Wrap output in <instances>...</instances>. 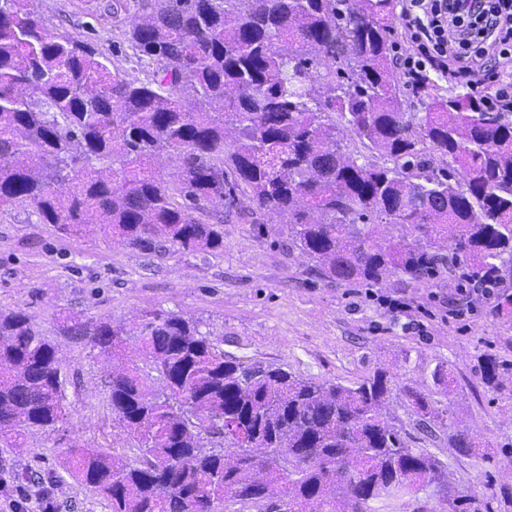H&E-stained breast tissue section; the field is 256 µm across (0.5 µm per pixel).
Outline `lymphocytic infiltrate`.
I'll list each match as a JSON object with an SVG mask.
<instances>
[{"mask_svg": "<svg viewBox=\"0 0 512 512\" xmlns=\"http://www.w3.org/2000/svg\"><path fill=\"white\" fill-rule=\"evenodd\" d=\"M404 75L466 78L484 108L512 111V0H404Z\"/></svg>", "mask_w": 512, "mask_h": 512, "instance_id": "1", "label": "lymphocytic infiltrate"}]
</instances>
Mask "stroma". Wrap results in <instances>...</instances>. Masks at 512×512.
<instances>
[{
  "label": "stroma",
  "mask_w": 512,
  "mask_h": 512,
  "mask_svg": "<svg viewBox=\"0 0 512 512\" xmlns=\"http://www.w3.org/2000/svg\"><path fill=\"white\" fill-rule=\"evenodd\" d=\"M107 0H36L35 10L60 32L94 41L127 77L150 78L153 63L133 54ZM406 302L403 310L387 302ZM496 298L463 296L454 278L402 286L340 283L319 275L288 245L286 217L262 225L224 211V252L141 251L97 232L60 234L32 210H0V310L24 308L58 346L68 422L27 433L25 445L0 444V512H109L104 501L66 475L72 438L90 448H126V433L108 407L111 361L89 340L61 334V314L92 322L175 313L197 320L225 351L303 378L356 385L385 371L391 392L384 414L410 447L446 467L463 494L512 512V371L486 384L479 357L512 361V313ZM444 377H436L437 369ZM448 408L446 427L426 431L417 398ZM466 434L480 447L455 445Z\"/></svg>",
  "instance_id": "obj_1"
}]
</instances>
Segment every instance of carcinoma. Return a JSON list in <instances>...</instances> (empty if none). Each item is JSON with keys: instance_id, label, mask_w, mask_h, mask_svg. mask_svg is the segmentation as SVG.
I'll list each match as a JSON object with an SVG mask.
<instances>
[{"instance_id": "obj_1", "label": "carcinoma", "mask_w": 512, "mask_h": 512, "mask_svg": "<svg viewBox=\"0 0 512 512\" xmlns=\"http://www.w3.org/2000/svg\"><path fill=\"white\" fill-rule=\"evenodd\" d=\"M32 0H0V207L65 235L94 226L138 250L224 251V206L288 216V244L339 282L474 288L512 275V119L470 92L397 71L396 0H150L128 22L130 80ZM423 107L409 112L405 91ZM355 139H336V124ZM177 171L167 172L173 158ZM381 224H398L395 242ZM112 355V421L132 457L74 440L65 470L110 512H380L441 484L445 465L381 413L382 371L349 387L224 352L178 314L62 317ZM140 344L141 363L124 357ZM424 426L448 410L424 401ZM70 415L58 347L0 311V442ZM448 512H490L450 488Z\"/></svg>"}]
</instances>
